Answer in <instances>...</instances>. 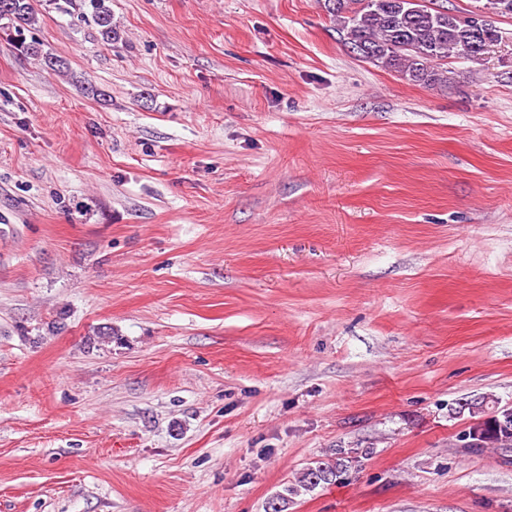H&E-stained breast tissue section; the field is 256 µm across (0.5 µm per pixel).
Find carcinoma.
Here are the masks:
<instances>
[{"label": "carcinoma", "mask_w": 512, "mask_h": 512, "mask_svg": "<svg viewBox=\"0 0 512 512\" xmlns=\"http://www.w3.org/2000/svg\"><path fill=\"white\" fill-rule=\"evenodd\" d=\"M35 0H0V34L10 38L21 55L40 61L44 67L64 73L65 59L43 49L35 38H27L38 22ZM82 18L95 26L102 43L110 45L120 37L112 22V0H82ZM345 45L354 55L378 66L393 69L412 82L434 85L447 80L439 69L449 58L477 60L484 51L475 48L473 18L435 7L434 0H328ZM476 417L462 438L472 450L512 448V427L499 422L512 417V408L499 406L491 397L461 405ZM352 464L347 452L336 449L335 459L317 461L285 488L289 496L310 492L340 478Z\"/></svg>", "instance_id": "1"}]
</instances>
